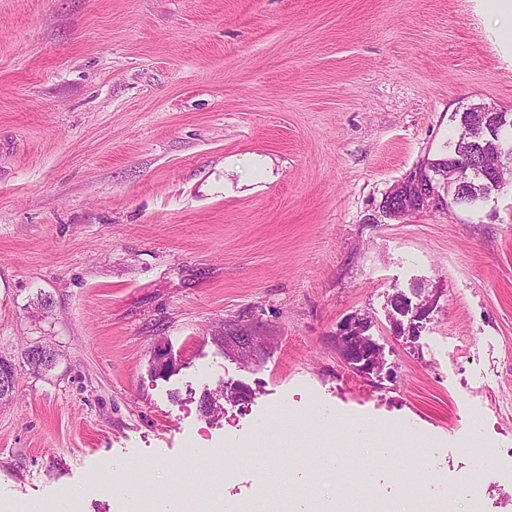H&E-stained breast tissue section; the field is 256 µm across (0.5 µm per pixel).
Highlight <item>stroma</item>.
I'll use <instances>...</instances> for the list:
<instances>
[{
	"instance_id": "1",
	"label": "stroma",
	"mask_w": 512,
	"mask_h": 512,
	"mask_svg": "<svg viewBox=\"0 0 512 512\" xmlns=\"http://www.w3.org/2000/svg\"><path fill=\"white\" fill-rule=\"evenodd\" d=\"M499 0H0V504L250 501L328 453L388 512H512V184L382 216L454 115L512 111ZM404 294L425 316L396 315ZM368 319L383 365L336 350ZM264 341L224 351V325ZM57 352L34 371L24 353ZM179 369L155 375L158 346ZM248 387L219 419L200 401ZM268 429H261L262 421ZM270 454L209 460L229 443ZM475 444L471 455L460 443ZM416 452V484L399 451Z\"/></svg>"
}]
</instances>
